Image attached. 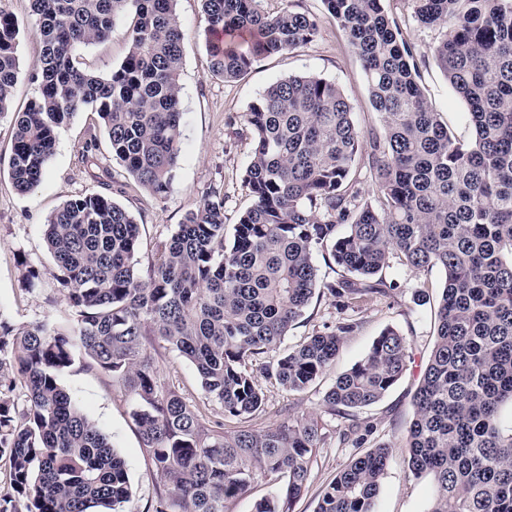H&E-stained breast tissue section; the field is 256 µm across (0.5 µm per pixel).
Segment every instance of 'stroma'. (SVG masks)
<instances>
[{"instance_id": "stroma-1", "label": "stroma", "mask_w": 512, "mask_h": 512, "mask_svg": "<svg viewBox=\"0 0 512 512\" xmlns=\"http://www.w3.org/2000/svg\"><path fill=\"white\" fill-rule=\"evenodd\" d=\"M286 4L317 17L319 30L313 41L264 58L244 78L227 82L209 69L207 43L211 36L200 0H176L175 9L185 32L180 75L183 142L172 188L165 198L157 199L139 187L113 156L106 133L88 109L78 112L60 129L40 186L27 194L14 189L8 168L12 115L23 111L37 94L31 76L41 65L43 44L31 0H0V8L12 13L19 24L18 75L11 111L0 116V317L17 328L46 319L68 321V307L49 274L53 260L44 242V224L63 201L111 185L113 200L132 213L139 224V253L144 258L149 256L155 241L175 232L184 216L201 205L212 189L224 191L226 226L236 224L253 204L242 183L252 148V132L242 115L266 87L279 79L316 74L335 81L353 106L356 124L367 133L381 132L382 123L369 102L362 64L342 28L325 11L322 0H263L264 8L271 12ZM385 7L422 61L419 83L441 121L457 139L470 140L473 128L468 108L453 92L434 59L438 29L414 20L411 0H386ZM127 50L126 24L118 19L106 41L81 48L79 54L89 73L104 76L123 61ZM92 138L96 139L97 148L95 165L89 168L79 162L78 154ZM30 267L38 270L40 276L27 288L22 276ZM382 276L392 284V291L386 296L366 298L353 312L357 325L345 335L341 352L329 370L300 395L265 386V410L250 422L257 430L274 426L281 420V411L288 409L316 418L326 431L325 445L310 466L308 489L294 502L292 512H315L321 490L357 455V448L340 440L347 420L327 414L322 399L337 377L360 361L375 337L389 326L406 337L411 362L403 378L378 403L358 410L356 417L361 424L373 427L366 448L383 443L393 446L378 512H428L430 508L433 485L429 479L412 478L401 443L413 418L412 396L434 340L433 298L444 282V274L437 268L423 270L396 265L384 270ZM420 290L429 294L430 303H414L413 296ZM342 318L330 299L313 297L284 344L290 347L306 336L333 329ZM149 352L161 383L176 387L193 401H201L199 379L188 360L158 343ZM60 381L127 461L132 494L125 512H147L164 487L154 476L141 448L138 429L130 416L131 395L113 383L107 373L90 366L80 354L61 374Z\"/></svg>"}]
</instances>
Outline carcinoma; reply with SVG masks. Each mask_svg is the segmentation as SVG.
I'll return each mask as SVG.
<instances>
[{
  "label": "carcinoma",
  "mask_w": 512,
  "mask_h": 512,
  "mask_svg": "<svg viewBox=\"0 0 512 512\" xmlns=\"http://www.w3.org/2000/svg\"><path fill=\"white\" fill-rule=\"evenodd\" d=\"M262 0H202L210 70L226 81L254 62L304 45L317 20ZM385 0H322L362 62L383 133L365 134L336 82L283 78L243 113L253 149L243 183L254 199L227 241L224 194L211 191L147 262L135 217L105 194L63 202L47 219L51 275L73 317L14 328L0 319V459L10 464L0 512H124L125 459L60 382L82 351L134 397L130 416L165 493L152 512H228L253 483H274L255 512H290L326 434L290 415L256 431L262 383L303 393L332 365L352 323L281 345L314 295L340 309L386 295L375 276L396 262L438 267L445 281L435 340L413 395L404 462L429 476V512H512V0H413L415 19L442 29L435 47L448 84L469 106L474 135L448 133L420 88L414 54ZM43 37L38 95L14 113L9 174L15 190L42 182L58 131L89 109L112 154L156 198L169 192L181 151L179 83L184 32L175 0H32ZM129 18V49L106 76L84 72L75 51L105 41ZM18 24L0 7V114L15 80ZM376 173V197L356 188L357 166ZM347 225L346 232L338 227ZM321 247L343 270L319 282ZM163 343L198 374L206 414L157 378L147 345ZM410 363L388 327L323 397L341 417L378 402ZM25 389L20 408L5 370ZM241 423L224 431V419ZM392 447L353 457L321 492L315 512H377Z\"/></svg>",
  "instance_id": "cac0c4a2"
}]
</instances>
